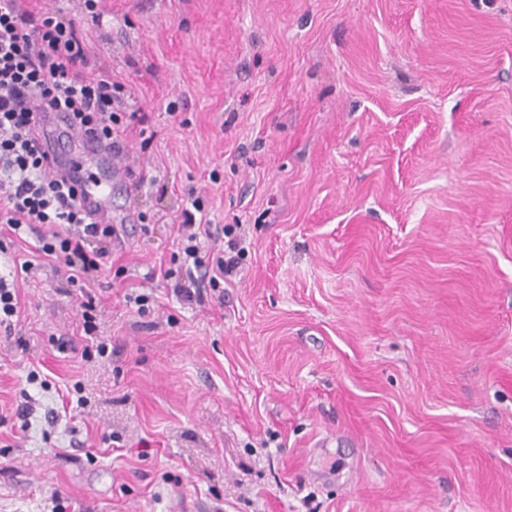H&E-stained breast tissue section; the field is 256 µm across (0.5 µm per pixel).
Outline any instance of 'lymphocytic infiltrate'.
Instances as JSON below:
<instances>
[{
    "label": "lymphocytic infiltrate",
    "instance_id": "lymphocytic-infiltrate-1",
    "mask_svg": "<svg viewBox=\"0 0 512 512\" xmlns=\"http://www.w3.org/2000/svg\"><path fill=\"white\" fill-rule=\"evenodd\" d=\"M31 0H0V223L17 236L39 224L55 225L37 252L43 262L65 269L68 283L107 267L112 258L110 224L89 222L75 190L51 172L34 146L45 109L69 112L74 125L124 152L123 135L141 123L128 111L122 86L111 72L91 67L88 42L63 11L31 9ZM199 200L183 210L174 229L184 240L186 262L201 270L211 289L229 284L245 254L241 227L226 224L219 251H206L213 234L197 218Z\"/></svg>",
    "mask_w": 512,
    "mask_h": 512
}]
</instances>
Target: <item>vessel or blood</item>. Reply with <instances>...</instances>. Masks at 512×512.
<instances>
[{"mask_svg": "<svg viewBox=\"0 0 512 512\" xmlns=\"http://www.w3.org/2000/svg\"><path fill=\"white\" fill-rule=\"evenodd\" d=\"M38 145L46 155L47 164L72 179L76 199L82 210L95 221H112V194L130 183L110 148L78 129L69 128L63 113L43 112L38 134ZM95 162L101 178L90 180L83 176L84 159Z\"/></svg>", "mask_w": 512, "mask_h": 512, "instance_id": "vessel-or-blood-1", "label": "vessel or blood"}]
</instances>
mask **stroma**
Returning a JSON list of instances; mask_svg holds the SVG:
<instances>
[{
  "label": "stroma",
  "mask_w": 512,
  "mask_h": 512,
  "mask_svg": "<svg viewBox=\"0 0 512 512\" xmlns=\"http://www.w3.org/2000/svg\"><path fill=\"white\" fill-rule=\"evenodd\" d=\"M36 6L157 136L90 283L110 356L53 268L18 279L0 512H512V0ZM192 187L250 244L220 300L153 275Z\"/></svg>",
  "instance_id": "obj_1"
}]
</instances>
